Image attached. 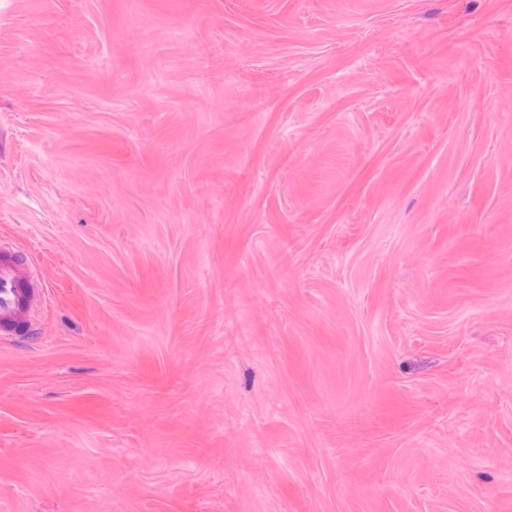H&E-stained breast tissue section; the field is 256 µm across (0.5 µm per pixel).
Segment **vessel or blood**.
<instances>
[{
	"label": "vessel or blood",
	"instance_id": "vessel-or-blood-1",
	"mask_svg": "<svg viewBox=\"0 0 512 512\" xmlns=\"http://www.w3.org/2000/svg\"><path fill=\"white\" fill-rule=\"evenodd\" d=\"M45 297L38 277L19 251L0 250V335L29 333Z\"/></svg>",
	"mask_w": 512,
	"mask_h": 512
}]
</instances>
